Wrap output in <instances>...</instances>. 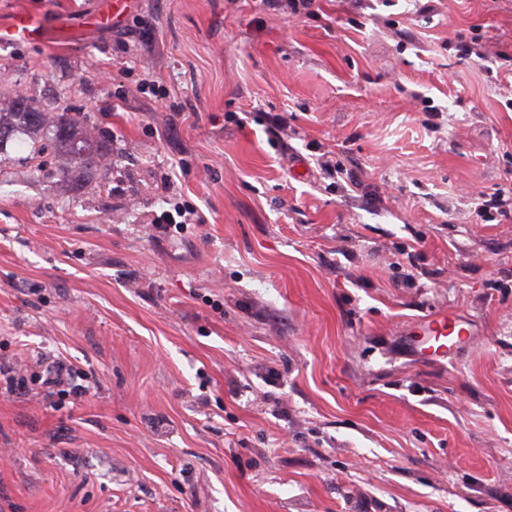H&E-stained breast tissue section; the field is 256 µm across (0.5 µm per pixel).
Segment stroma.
Segmentation results:
<instances>
[{
    "label": "stroma",
    "mask_w": 512,
    "mask_h": 512,
    "mask_svg": "<svg viewBox=\"0 0 512 512\" xmlns=\"http://www.w3.org/2000/svg\"><path fill=\"white\" fill-rule=\"evenodd\" d=\"M24 2L5 86L110 154L0 160V512H512V0ZM110 6L106 11L95 15V19L104 25L117 27L122 25L127 17L136 12L139 0H107ZM43 41L41 24L23 9L17 10L10 25L0 29V45L15 43L39 44ZM470 325L460 316L442 312L416 320L409 333L410 340L421 352L432 351L444 357L448 351L456 350L469 341L472 336Z\"/></svg>",
    "instance_id": "35a3bbf8"
}]
</instances>
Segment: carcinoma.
Wrapping results in <instances>:
<instances>
[{
  "label": "carcinoma",
  "mask_w": 512,
  "mask_h": 512,
  "mask_svg": "<svg viewBox=\"0 0 512 512\" xmlns=\"http://www.w3.org/2000/svg\"><path fill=\"white\" fill-rule=\"evenodd\" d=\"M15 102V111H0V151L7 142L25 135L29 142L19 146L29 151L30 158L41 156L49 147L64 160L66 169L77 176L98 168V160L107 155L103 137L90 135L68 121L65 114L47 112L31 96L18 95Z\"/></svg>",
  "instance_id": "carcinoma-1"
}]
</instances>
